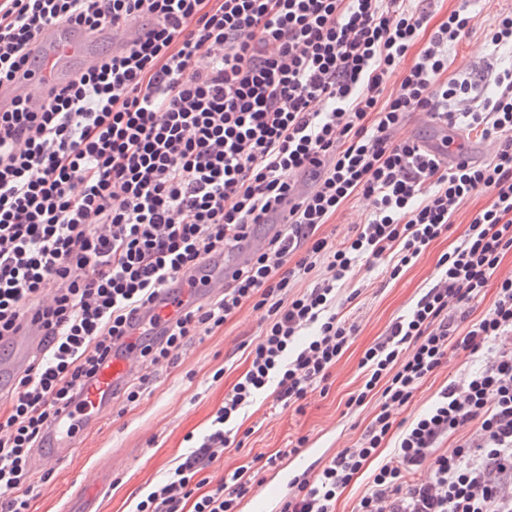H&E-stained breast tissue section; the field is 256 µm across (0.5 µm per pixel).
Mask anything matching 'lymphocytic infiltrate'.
Masks as SVG:
<instances>
[{"mask_svg":"<svg viewBox=\"0 0 512 512\" xmlns=\"http://www.w3.org/2000/svg\"><path fill=\"white\" fill-rule=\"evenodd\" d=\"M414 0H0V84L34 65L48 26L128 44L56 87L40 108H0V342L27 316L44 347L0 409V512H31L32 453L60 408L95 379L131 315L162 288L282 218L224 292L189 304L138 348L170 363L192 336L245 304L265 327L210 429L136 512H239L251 465L204 489L199 474L235 438L229 425L266 391L290 406L326 381L353 342L336 290L389 255L398 277L451 227L460 202L487 191L460 243L415 306L359 361L350 402L379 396L358 445L295 484L280 512H334L355 475L394 440L356 512H512V66L493 93L447 78L448 50L472 29L470 0L435 27ZM400 74L396 93L385 88ZM414 112L492 142L482 162L448 163L395 130ZM372 208L352 238L319 233L351 197ZM319 280L300 288L316 268ZM497 292L478 320L469 314ZM471 370L405 428L408 404L451 357ZM459 440L441 452L450 435Z\"/></svg>","mask_w":512,"mask_h":512,"instance_id":"1","label":"lymphocytic infiltrate"}]
</instances>
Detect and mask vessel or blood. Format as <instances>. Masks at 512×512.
Segmentation results:
<instances>
[{
	"label": "vessel or blood",
	"instance_id": "b4317fda",
	"mask_svg": "<svg viewBox=\"0 0 512 512\" xmlns=\"http://www.w3.org/2000/svg\"><path fill=\"white\" fill-rule=\"evenodd\" d=\"M90 40V35L77 28L53 26L46 29L32 46L33 53L39 57L38 70L32 74H17L11 83L0 86V106L17 97L29 99L32 105H41L51 86L63 80L60 69L63 59L79 57L84 63L93 62V55L85 49ZM242 263V258L238 256L216 261L208 268L204 279L192 285L184 283L164 291L153 303L139 310L128 336L113 349L111 356L101 367L96 381L78 402L60 414L49 429L44 442L53 448L54 459L58 460L70 454L74 449L73 437L98 420L111 407L113 399L125 388L127 382L140 373L143 362L136 343L143 330H160L185 305L222 293L233 270ZM42 333L40 323L29 318L22 322L19 331L11 340L14 369L21 371L30 364L33 353L38 350ZM307 470V455L299 453L293 458L291 466L280 470L265 484L261 498L246 502L247 512H266L269 503L282 500L285 489L292 486Z\"/></svg>",
	"mask_w": 512,
	"mask_h": 512
}]
</instances>
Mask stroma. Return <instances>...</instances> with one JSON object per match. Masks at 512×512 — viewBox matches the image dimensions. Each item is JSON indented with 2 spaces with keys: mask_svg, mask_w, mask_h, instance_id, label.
I'll return each mask as SVG.
<instances>
[{
  "mask_svg": "<svg viewBox=\"0 0 512 512\" xmlns=\"http://www.w3.org/2000/svg\"><path fill=\"white\" fill-rule=\"evenodd\" d=\"M471 8L477 15L476 24L448 54L451 71L479 81L500 66L488 54L486 34L498 14L512 10V0H472ZM399 135L433 148L450 137L463 144L470 160L484 159L478 137L432 123L419 113L407 120ZM489 200L486 193L464 199L452 216V230L398 278H390L382 263L358 268L336 300L340 316L355 325L356 339L333 368L326 391L308 393L295 407L281 406L271 393L257 398L236 422L245 434L242 447L226 450L223 458L206 469V476L218 480L225 471L275 454L300 437L315 449L313 462L318 466L354 447L379 404L374 398L359 408L346 406L361 386L358 362L364 350L385 336L391 322L406 314L431 285L439 257L459 243L474 213ZM260 332L261 315L247 304L215 333L188 339L173 365L151 373L138 403L127 405L115 398L106 416L81 434L67 459L35 470V478H46L47 483L43 495L33 501L32 512H69L104 470L110 471L111 478L99 494L97 512H133L141 497L189 452L191 439L208 432L225 395L247 370L249 346ZM468 371L462 359L451 358L397 411V420H413L443 386L464 380Z\"/></svg>",
  "mask_w": 512,
  "mask_h": 512,
  "instance_id": "stroma-1",
  "label": "stroma"
}]
</instances>
